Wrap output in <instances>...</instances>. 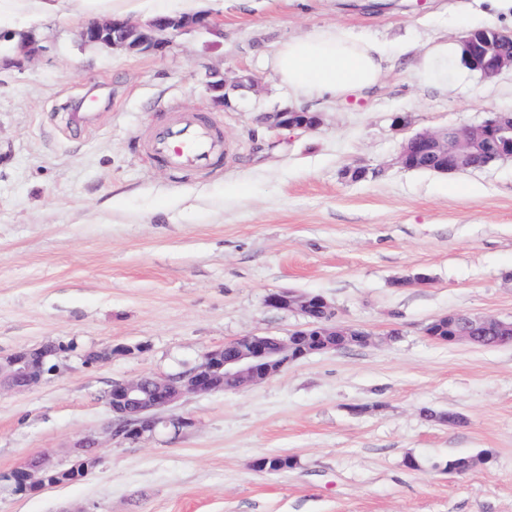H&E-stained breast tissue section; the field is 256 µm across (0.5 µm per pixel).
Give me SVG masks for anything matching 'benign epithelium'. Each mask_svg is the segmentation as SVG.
Wrapping results in <instances>:
<instances>
[{
    "label": "benign epithelium",
    "instance_id": "1",
    "mask_svg": "<svg viewBox=\"0 0 512 512\" xmlns=\"http://www.w3.org/2000/svg\"><path fill=\"white\" fill-rule=\"evenodd\" d=\"M187 28L217 33L209 17L200 13L191 16L163 15L142 23L104 18L82 27L80 36L87 45L135 54L160 53L169 46L175 35ZM462 44L470 67L485 80H492L503 69L512 68V33L490 26L483 27L469 31ZM40 50L41 46L32 32L0 29V52H5L4 61L19 64ZM252 84V77L243 73L232 86L219 79L210 82L209 88L215 100L227 104L230 92L249 88ZM274 122L278 127L307 131L318 127L320 119L316 114L304 110L285 109L274 115ZM419 147L426 150L427 166L440 173L461 172L479 165H489L495 159L512 157V112L500 113L481 124L418 134L403 144L398 156L399 163L408 167ZM265 303L276 310H296L305 317L310 315L311 306L314 305L321 313L322 322L309 320L286 339L242 336L207 351L200 364L179 373L112 384L105 395L113 416L110 436L137 441L168 425L177 431L190 427L193 424L190 419L165 420L161 413L188 394H209L266 381L289 364L311 354L345 348V340L353 336L361 345L372 341V336L359 328L333 323L332 307L319 294L280 290L268 294ZM444 319L449 321L452 333L432 337L438 343L483 344L489 335L512 341V320L489 319L463 312L450 313ZM55 353L56 345L47 343L38 348L19 349L5 357L0 356V389L22 391L35 386L49 371L50 358ZM75 448L78 462L86 458L100 461L98 442L93 437L81 439ZM63 473L64 468L44 455L17 468L13 472V479L23 488L39 491L46 475Z\"/></svg>",
    "mask_w": 512,
    "mask_h": 512
}]
</instances>
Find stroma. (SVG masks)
<instances>
[{
	"mask_svg": "<svg viewBox=\"0 0 512 512\" xmlns=\"http://www.w3.org/2000/svg\"><path fill=\"white\" fill-rule=\"evenodd\" d=\"M379 2L199 0L223 38L191 29L158 54L86 45L82 16L24 23L41 51L0 68V355L61 350L40 384L0 391V512H512V344L425 333L451 312L512 320V158L456 173L398 162L416 134L512 110L511 68L488 81L452 62L444 87L415 76L433 44L512 23L475 0ZM336 24L387 45L381 82L355 106L297 101L277 49ZM243 72L253 89L228 107L213 98L211 77ZM91 96L98 119L73 123ZM166 104L222 123L223 172L176 177L141 154ZM300 107L318 113L316 129L272 126ZM284 289L322 295L371 343L184 396L165 415L192 427L110 437L113 382L303 327L266 306ZM105 348L110 361L88 362ZM448 412L459 425L439 422ZM87 435L101 448L85 479L36 494L10 482L45 453L70 466ZM267 454L297 465L256 471ZM458 457L477 463L446 471Z\"/></svg>",
	"mask_w": 512,
	"mask_h": 512,
	"instance_id": "1",
	"label": "stroma"
}]
</instances>
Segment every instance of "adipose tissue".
Masks as SVG:
<instances>
[{
  "label": "adipose tissue",
  "instance_id": "ef3b65f1",
  "mask_svg": "<svg viewBox=\"0 0 512 512\" xmlns=\"http://www.w3.org/2000/svg\"><path fill=\"white\" fill-rule=\"evenodd\" d=\"M154 0H0V23L15 16L37 20L48 14L151 11ZM385 46L353 36L337 26L310 32L282 44L275 67L281 80L302 101L360 97L382 78Z\"/></svg>",
  "mask_w": 512,
  "mask_h": 512
}]
</instances>
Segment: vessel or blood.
I'll return each mask as SVG.
<instances>
[{
	"instance_id": "obj_1",
	"label": "vessel or blood",
	"mask_w": 512,
	"mask_h": 512,
	"mask_svg": "<svg viewBox=\"0 0 512 512\" xmlns=\"http://www.w3.org/2000/svg\"><path fill=\"white\" fill-rule=\"evenodd\" d=\"M144 151L175 173H214L224 166L222 131L202 114L172 110L147 133Z\"/></svg>"
}]
</instances>
